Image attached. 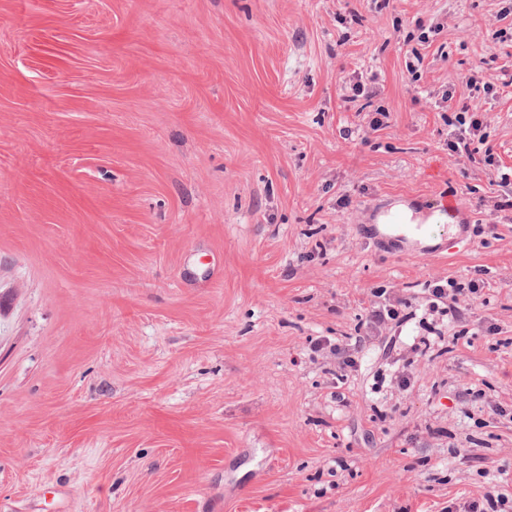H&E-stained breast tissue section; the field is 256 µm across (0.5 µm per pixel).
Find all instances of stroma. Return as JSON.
Listing matches in <instances>:
<instances>
[{
    "label": "stroma",
    "instance_id": "obj_1",
    "mask_svg": "<svg viewBox=\"0 0 512 512\" xmlns=\"http://www.w3.org/2000/svg\"><path fill=\"white\" fill-rule=\"evenodd\" d=\"M510 80L512 0H0V512H512ZM459 110L457 115L459 128L453 134V139L448 142V147L454 152H468L472 140L471 135L475 136V132L480 128V122L476 118V113L470 112L472 109L469 105L463 104ZM468 116H470L469 121H467ZM437 211L434 215L429 216L425 220L421 216H417L414 218L413 211L407 207L406 205H398L393 208L391 212L394 211H401L405 215V221L404 224H444V222H448V218L452 221H457L458 219L464 220L468 213V208L466 205L462 204L459 199L451 193H448V195H444L440 197L439 199L435 200ZM442 212H447L448 216H445ZM390 212V213H391ZM464 223H448V237L450 235H453V232H450L449 230L451 228H455L457 230V227L463 226Z\"/></svg>",
    "mask_w": 512,
    "mask_h": 512
}]
</instances>
